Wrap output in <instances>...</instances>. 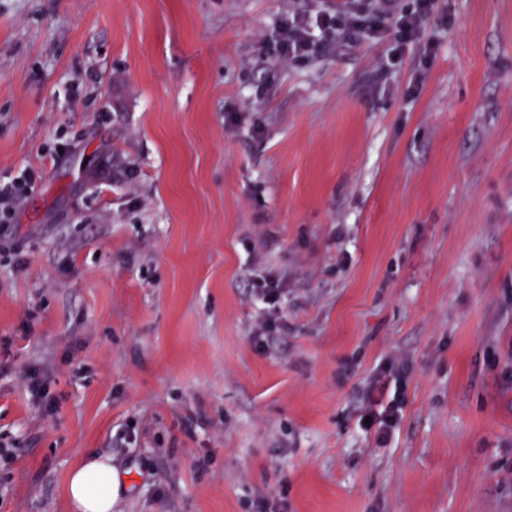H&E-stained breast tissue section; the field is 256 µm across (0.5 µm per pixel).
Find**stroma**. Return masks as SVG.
<instances>
[{
  "label": "stroma",
  "instance_id": "35a3bbf8",
  "mask_svg": "<svg viewBox=\"0 0 512 512\" xmlns=\"http://www.w3.org/2000/svg\"><path fill=\"white\" fill-rule=\"evenodd\" d=\"M295 6L0 0V512L90 455L112 512H512V0L385 80L388 35L262 59ZM252 291L254 299L264 308L276 310V304L284 288V278L269 273L253 280ZM385 386L380 390L379 396H376L375 389H371L364 397L361 405L363 411L362 418L370 417L369 423L365 422L366 427H372L379 422V433L382 437L389 433L393 424L397 420L396 403H389L387 406L383 403ZM381 409L378 410L377 407Z\"/></svg>",
  "mask_w": 512,
  "mask_h": 512
}]
</instances>
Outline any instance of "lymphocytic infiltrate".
<instances>
[{
  "instance_id": "lymphocytic-infiltrate-1",
  "label": "lymphocytic infiltrate",
  "mask_w": 512,
  "mask_h": 512,
  "mask_svg": "<svg viewBox=\"0 0 512 512\" xmlns=\"http://www.w3.org/2000/svg\"><path fill=\"white\" fill-rule=\"evenodd\" d=\"M432 11L433 0H415L410 10L399 0H351L344 12L308 5L290 11L276 36L265 41L264 49L274 60L294 64L319 59L335 47L372 41L388 33L394 47L387 65L377 73L382 79L401 64L407 45L421 42Z\"/></svg>"
}]
</instances>
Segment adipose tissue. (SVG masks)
Wrapping results in <instances>:
<instances>
[{
  "label": "adipose tissue",
  "mask_w": 512,
  "mask_h": 512,
  "mask_svg": "<svg viewBox=\"0 0 512 512\" xmlns=\"http://www.w3.org/2000/svg\"><path fill=\"white\" fill-rule=\"evenodd\" d=\"M118 484L111 464L96 458L70 473L67 494L75 512H112V498Z\"/></svg>",
  "instance_id": "1"
}]
</instances>
